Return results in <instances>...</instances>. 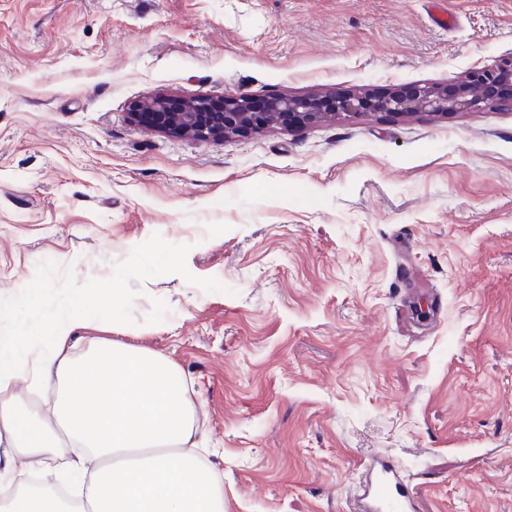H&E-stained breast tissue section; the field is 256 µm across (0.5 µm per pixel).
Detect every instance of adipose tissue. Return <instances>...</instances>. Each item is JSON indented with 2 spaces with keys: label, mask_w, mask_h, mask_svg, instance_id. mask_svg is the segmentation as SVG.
<instances>
[{
  "label": "adipose tissue",
  "mask_w": 512,
  "mask_h": 512,
  "mask_svg": "<svg viewBox=\"0 0 512 512\" xmlns=\"http://www.w3.org/2000/svg\"><path fill=\"white\" fill-rule=\"evenodd\" d=\"M46 320L0 336V512H224V482L201 459L197 403L185 377L151 350L112 340L69 351L72 334L102 312ZM52 390L32 408L16 388ZM69 451V499L16 485L25 460L52 470Z\"/></svg>",
  "instance_id": "ef3b65f1"
}]
</instances>
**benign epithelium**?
<instances>
[{
    "label": "benign epithelium",
    "instance_id": "obj_1",
    "mask_svg": "<svg viewBox=\"0 0 512 512\" xmlns=\"http://www.w3.org/2000/svg\"><path fill=\"white\" fill-rule=\"evenodd\" d=\"M171 97L157 95L132 106V118L155 130L191 137L199 142L243 137L273 126L312 127L329 123L341 115L388 113L408 115L427 109L437 115L448 109L496 107L512 103V55L491 68L468 72L453 92L439 84H424L410 93L375 96L357 91L338 95L332 91L313 94H276L256 100L246 95H226L179 100L170 109Z\"/></svg>",
    "mask_w": 512,
    "mask_h": 512
}]
</instances>
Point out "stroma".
I'll use <instances>...</instances> for the list:
<instances>
[{
    "instance_id": "1",
    "label": "stroma",
    "mask_w": 512,
    "mask_h": 512,
    "mask_svg": "<svg viewBox=\"0 0 512 512\" xmlns=\"http://www.w3.org/2000/svg\"><path fill=\"white\" fill-rule=\"evenodd\" d=\"M0 0V332L173 361L225 512H512V105L199 142L147 96L384 95L512 54V0ZM370 479L355 492L367 505L360 509L370 512H409L412 500L409 491L397 480L393 468L380 461L367 465Z\"/></svg>"
}]
</instances>
